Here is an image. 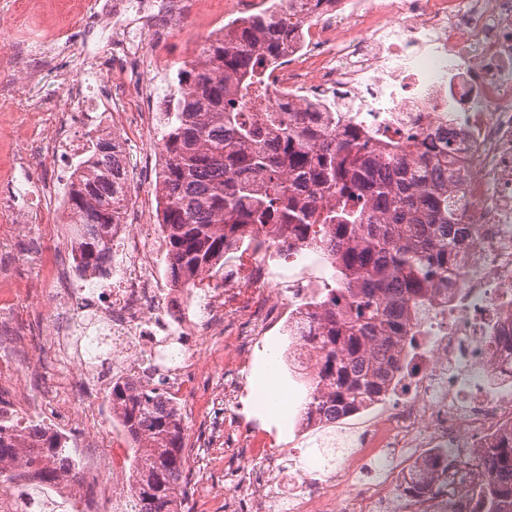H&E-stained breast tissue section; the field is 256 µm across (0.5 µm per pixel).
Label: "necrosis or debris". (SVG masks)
Masks as SVG:
<instances>
[{
  "mask_svg": "<svg viewBox=\"0 0 512 512\" xmlns=\"http://www.w3.org/2000/svg\"><path fill=\"white\" fill-rule=\"evenodd\" d=\"M211 4L67 0L75 22L56 32L53 49L12 41L0 53V112L19 153L16 190L0 196V214L39 224L45 209H63L76 171L96 160L95 141H111L113 159L128 164L154 118L174 109L167 79L142 83L151 68L145 43L164 41ZM280 10L298 19L296 38L246 111L287 102L299 112H351L379 140L410 136L445 160L457 182L456 264L421 336L395 347L385 397L366 403L372 423L355 430L351 452L322 478L310 479L262 420L228 415L225 446L248 454L224 488V512H470L486 449L512 437V0H280ZM71 44L85 52L80 80L61 74L60 103L26 108L57 49ZM38 167L43 182L25 192ZM156 240L136 206L112 229L111 277L86 271L72 252L56 278L51 331L66 336L74 318L99 316L85 342L91 385L101 391L110 378L150 373L178 410L189 368L204 353H223L224 394L199 409L238 406L253 345L281 320H296L316 282L311 267L270 285L264 249L253 242L223 287L203 280L160 290ZM103 336L112 339L107 377L96 373ZM112 444V495L66 484L83 512H130V447L117 421ZM419 477L431 492L402 497Z\"/></svg>",
  "mask_w": 512,
  "mask_h": 512,
  "instance_id": "4bbe7bcc",
  "label": "necrosis or debris"
}]
</instances>
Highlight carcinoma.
<instances>
[{
	"mask_svg": "<svg viewBox=\"0 0 512 512\" xmlns=\"http://www.w3.org/2000/svg\"><path fill=\"white\" fill-rule=\"evenodd\" d=\"M295 22L272 10L231 21L229 39L202 38L196 60L178 72L176 109L166 113L158 173L159 225L171 286L192 288L237 245L259 239L270 257H292L294 243L321 254L336 286L311 301L318 352L305 381L308 418L336 419L364 408L394 369L390 352L417 335L419 313L432 288L448 283L451 235L459 224L448 192L406 138L385 153L370 146L362 121L327 131L317 117L241 112L236 100L260 83L265 60L276 57ZM128 202L124 168L108 179L88 174L70 195L81 225L84 265L105 270L112 225ZM158 383L112 385V408L138 448L131 461L133 512H180L186 470L184 427L161 401ZM37 476L31 495L47 496L78 460L67 442L34 425ZM22 460L12 426L0 424V465ZM485 487L491 512H512V438L486 450ZM9 474L0 475V512H17Z\"/></svg>",
	"mask_w": 512,
	"mask_h": 512,
	"instance_id": "carcinoma-1",
	"label": "carcinoma"
}]
</instances>
